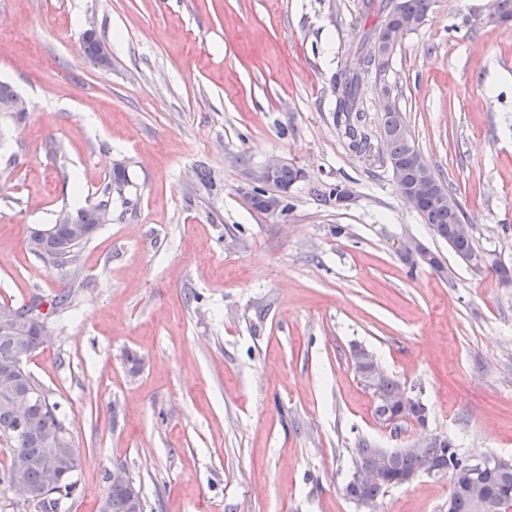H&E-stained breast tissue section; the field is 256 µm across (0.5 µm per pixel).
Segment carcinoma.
<instances>
[{
	"mask_svg": "<svg viewBox=\"0 0 512 512\" xmlns=\"http://www.w3.org/2000/svg\"><path fill=\"white\" fill-rule=\"evenodd\" d=\"M431 5L432 0H397L395 4L386 0L381 5L384 22L362 37L361 45L366 48L364 68L358 70L346 66L335 76L338 97L334 117L336 125L344 129L350 150L364 153L370 147V135L365 130L363 109L359 106V86L369 74L384 78L390 64L388 60H376L372 54L371 40L376 36L383 38L388 29L409 21L413 22V25L409 26L408 31L416 30L417 23L426 18ZM103 46L104 43L97 37L95 30L90 28L84 32L82 49L87 57H95ZM380 140L392 178L398 182L414 183L421 175V170L415 166L411 154V149L416 147V143L399 108L382 113ZM297 179L298 171L286 166L277 172L273 184L262 190V194L285 190ZM114 181L129 184L124 165H115L100 189L97 202L76 211L79 223L89 227L103 224L101 208L109 202ZM419 217L433 237L447 242L455 253L469 257H489L487 251L477 248L470 236L460 233L459 225L465 219L462 206L450 208L439 195L433 194L425 200ZM79 251L80 245L71 239L67 225L57 221L54 224V232L45 238L43 252L39 257L50 265L63 266L75 262ZM44 330V325L35 327L21 322L14 333L0 335V361L11 357L21 342L30 354L43 347L40 332ZM374 386L373 415L377 418L388 414L406 415L420 420L428 411L427 405L419 397L407 403L401 402V382L383 370L375 375ZM12 388L17 391L39 392V398L32 404L27 419V433L17 431L18 419L9 402V390ZM63 423L58 403L50 401L47 392L33 375L27 374L18 378L12 386L0 378V442L6 443L9 448L7 464L0 469V484L7 483L15 469H25L28 485L33 497L37 498L33 508L41 512H57L59 501L71 497L78 490V479L66 476L65 464L71 454L76 452V448L73 447L70 436L59 435ZM49 438L57 440V447L60 448L58 466L52 472L41 462L39 443V440ZM435 459L446 461L451 479L460 483L459 489L449 496L448 512H477L474 496L465 483L467 459L459 454L451 440L445 444H429L417 453H399L389 460L379 481L368 484L349 481L344 487V493L355 504H369L374 509L378 499L389 490L398 487L406 475L423 470ZM488 478L490 493L506 504L512 503V462L499 460L495 468L488 473ZM105 497L108 503L107 512H133L129 507V495L126 490L110 487Z\"/></svg>",
	"mask_w": 512,
	"mask_h": 512,
	"instance_id": "1",
	"label": "carcinoma"
}]
</instances>
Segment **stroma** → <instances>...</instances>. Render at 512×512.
Segmentation results:
<instances>
[{"label": "stroma", "mask_w": 512, "mask_h": 512, "mask_svg": "<svg viewBox=\"0 0 512 512\" xmlns=\"http://www.w3.org/2000/svg\"><path fill=\"white\" fill-rule=\"evenodd\" d=\"M365 2L0 0V82L29 104L0 113V304L72 293L27 362L81 459L57 512H98L117 465L145 512H359L358 442L416 436L376 421L355 344L421 391L427 433L512 461V284L429 233L379 147L385 85L476 246L512 267V21L435 0L384 81L362 82L357 154L334 76L381 22ZM89 27L107 68L82 51ZM272 157L302 172L284 216L237 194ZM118 162L131 206L113 203L74 264H45L31 228L92 204ZM336 183L351 201L326 196ZM408 237L450 276L407 264ZM449 484L420 477L376 512H448Z\"/></svg>", "instance_id": "1"}]
</instances>
